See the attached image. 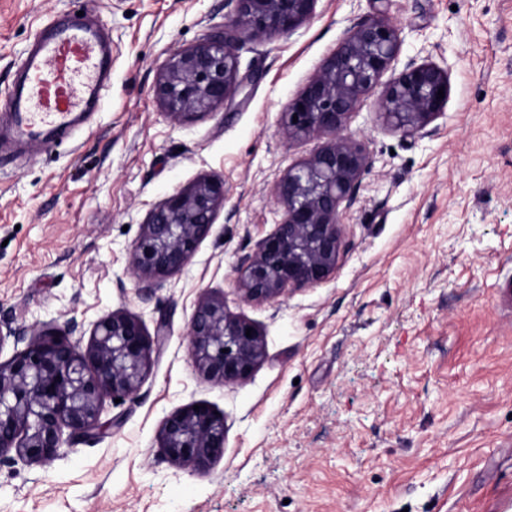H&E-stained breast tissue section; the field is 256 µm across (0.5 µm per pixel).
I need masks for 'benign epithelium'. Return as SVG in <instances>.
I'll list each match as a JSON object with an SVG mask.
<instances>
[{
  "mask_svg": "<svg viewBox=\"0 0 512 512\" xmlns=\"http://www.w3.org/2000/svg\"><path fill=\"white\" fill-rule=\"evenodd\" d=\"M236 18L192 47L173 53L154 92L166 113L191 121L240 89L236 45L267 33H290L310 19L317 0H235ZM401 47L397 25L386 18L352 27L336 51L289 102L283 121L288 139L326 138L305 160L280 176L275 198L284 218L239 268L247 301H270L328 279L340 254L343 211L354 201L367 159L347 126L363 99L376 105L391 130L422 132L448 104V71L411 60L395 68ZM390 77H385V74ZM224 205V181L202 177L154 207L130 252L136 284L161 282L195 254ZM252 329L246 336V329ZM76 325H46L26 335L0 325V348L9 338L25 348L0 361V464L46 465L63 444L98 435L105 401L133 396L163 334H147L142 321L113 312L97 320L86 346L73 339ZM189 360L208 380L226 385L246 379L264 357L257 326L230 314L224 295L196 304L188 326ZM161 448L175 464L208 468L224 454V415L210 406L170 414Z\"/></svg>",
  "mask_w": 512,
  "mask_h": 512,
  "instance_id": "1",
  "label": "benign epithelium"
}]
</instances>
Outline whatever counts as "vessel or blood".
<instances>
[{"label":"vessel or blood","mask_w":512,"mask_h":512,"mask_svg":"<svg viewBox=\"0 0 512 512\" xmlns=\"http://www.w3.org/2000/svg\"><path fill=\"white\" fill-rule=\"evenodd\" d=\"M23 68L25 82L11 96L6 114L12 135L21 141L35 140L45 126L69 131L76 114L99 100L109 84L96 41L76 19L36 34Z\"/></svg>","instance_id":"1"}]
</instances>
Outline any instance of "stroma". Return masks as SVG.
Listing matches in <instances>:
<instances>
[{"label":"stroma","instance_id":"stroma-1","mask_svg":"<svg viewBox=\"0 0 512 512\" xmlns=\"http://www.w3.org/2000/svg\"><path fill=\"white\" fill-rule=\"evenodd\" d=\"M83 15L112 80L62 142L0 164V320L31 330L126 312L165 335L120 426L48 466L0 465V512H512V0H317L290 33L238 43L243 89L194 120L154 87L173 50L234 19L232 0H0V101L35 35ZM383 15L400 62L447 69L425 130L385 128L374 96L348 131L368 167L343 216L336 270L248 303L237 267L283 217L273 187L317 148L282 114L354 24ZM203 176L224 206L188 264L138 287L128 253L150 208ZM224 296L265 356L247 379L195 372L198 298ZM225 420L224 454L171 462L164 419L194 403Z\"/></svg>","mask_w":512,"mask_h":512}]
</instances>
